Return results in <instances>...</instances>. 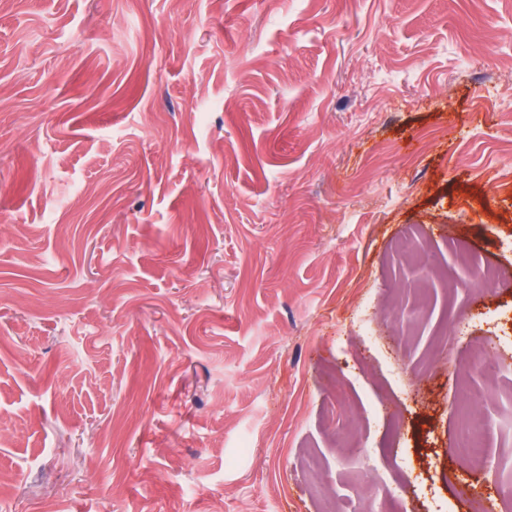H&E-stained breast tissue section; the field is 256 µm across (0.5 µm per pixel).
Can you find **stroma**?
Segmentation results:
<instances>
[{"instance_id":"35a3bbf8","label":"stroma","mask_w":512,"mask_h":512,"mask_svg":"<svg viewBox=\"0 0 512 512\" xmlns=\"http://www.w3.org/2000/svg\"><path fill=\"white\" fill-rule=\"evenodd\" d=\"M1 428L0 512H512V0H0ZM468 266L470 269V275L460 284V286L464 284V288H467L470 292L484 288L488 284L495 283L499 279V274L496 271L490 268H485L475 261L468 262ZM460 286L456 283L454 288H460ZM488 425L487 419L478 415L460 428L457 437L458 447L462 448L469 457L480 458L486 462L481 442Z\"/></svg>"}]
</instances>
